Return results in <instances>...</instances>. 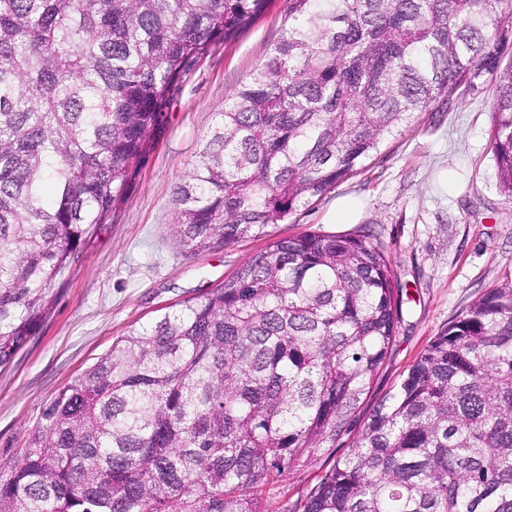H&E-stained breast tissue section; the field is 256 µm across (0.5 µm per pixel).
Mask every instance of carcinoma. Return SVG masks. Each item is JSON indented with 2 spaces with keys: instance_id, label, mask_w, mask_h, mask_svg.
<instances>
[{
  "instance_id": "obj_1",
  "label": "carcinoma",
  "mask_w": 512,
  "mask_h": 512,
  "mask_svg": "<svg viewBox=\"0 0 512 512\" xmlns=\"http://www.w3.org/2000/svg\"><path fill=\"white\" fill-rule=\"evenodd\" d=\"M290 2L280 40L176 186L179 252L286 220L485 72L512 198L507 0ZM266 3L0 0V366L88 227L123 202L183 72ZM401 313L370 235L274 239L62 388L0 470V512H269L266 490L348 432ZM278 512H512V282L448 323L353 448Z\"/></svg>"
}]
</instances>
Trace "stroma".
Returning a JSON list of instances; mask_svg holds the SVG:
<instances>
[{"label":"stroma","mask_w":512,"mask_h":512,"mask_svg":"<svg viewBox=\"0 0 512 512\" xmlns=\"http://www.w3.org/2000/svg\"><path fill=\"white\" fill-rule=\"evenodd\" d=\"M289 0L237 37L217 43L182 75L165 112V130L129 183L125 202L86 234L48 307L13 362L0 368V467L14 462L59 389L107 352L131 325L207 293L267 241L321 230L373 235L402 288V315L390 357L350 433L345 454L403 372L448 323L512 279V199L498 187L490 147L491 75L416 113L362 169L264 236L193 254L173 245L172 196L189 172L216 110L250 80L288 25ZM355 211L335 219L344 202ZM334 463L331 456L292 471L267 499L296 501Z\"/></svg>","instance_id":"obj_1"}]
</instances>
